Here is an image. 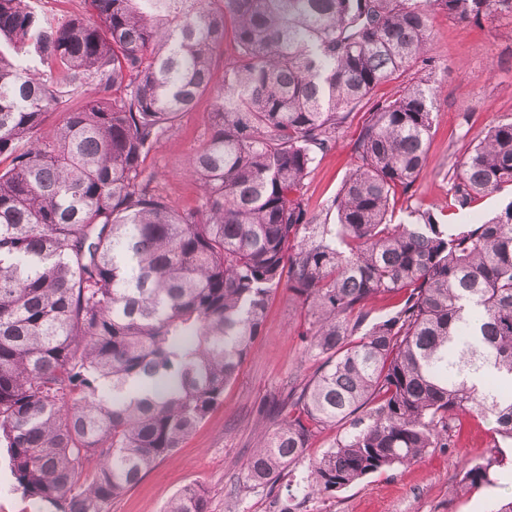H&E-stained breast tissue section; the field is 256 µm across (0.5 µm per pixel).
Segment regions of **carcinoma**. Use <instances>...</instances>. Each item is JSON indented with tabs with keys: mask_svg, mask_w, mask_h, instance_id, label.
<instances>
[{
	"mask_svg": "<svg viewBox=\"0 0 512 512\" xmlns=\"http://www.w3.org/2000/svg\"><path fill=\"white\" fill-rule=\"evenodd\" d=\"M53 22L0 0V443L14 487L54 512H103L221 402L271 296L306 312L313 374L278 407L248 490L300 465L349 487L451 447L460 417L512 440V201L475 224L438 207L392 223L427 162L436 88L407 83L362 126L320 224L303 198L318 154L381 83L436 68L431 15L512 25V0H84ZM224 55L214 82L217 51ZM210 136L177 209L146 158L198 97ZM52 112L65 120L38 131ZM453 206L512 190V121L452 165ZM399 298L377 318L369 303ZM100 466L77 487L85 456ZM496 457L460 484L491 483ZM164 512H207L194 486Z\"/></svg>",
	"mask_w": 512,
	"mask_h": 512,
	"instance_id": "cac0c4a2",
	"label": "carcinoma"
}]
</instances>
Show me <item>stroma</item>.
Segmentation results:
<instances>
[{
  "mask_svg": "<svg viewBox=\"0 0 512 512\" xmlns=\"http://www.w3.org/2000/svg\"><path fill=\"white\" fill-rule=\"evenodd\" d=\"M432 50L441 68L434 76L438 117L427 165L411 197L398 199L394 219L404 222L417 206L450 200L448 170L470 140L489 125L512 118V26L486 22L476 26L432 16ZM213 97L201 96L180 119L173 135L145 161L156 189L179 209L195 207L203 193L199 182L185 177L186 160L210 134ZM369 115L352 112L335 144L318 156L303 187L304 198L320 221L335 223L331 203L350 172L354 142ZM304 318L295 297L281 288L271 297L264 324L226 387L224 399L181 443L172 457L159 461L139 484L112 500L105 512H162L165 502L186 486H200L207 512H497L512 501V443L503 444L504 464L490 484L455 494L463 460H482L493 451L489 423L463 418L452 448H433L417 462L370 475L336 493H306L299 479L326 451L333 432L320 436L306 461L274 483L243 490L242 477L260 438L277 425L276 408L289 391L312 373L302 361L300 334Z\"/></svg>",
  "mask_w": 512,
  "mask_h": 512,
  "instance_id": "1",
  "label": "stroma"
}]
</instances>
